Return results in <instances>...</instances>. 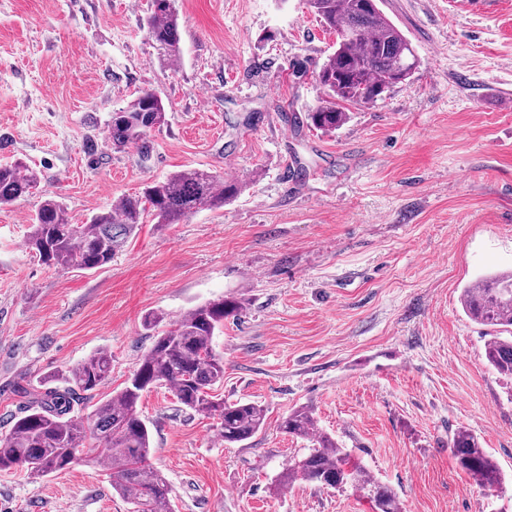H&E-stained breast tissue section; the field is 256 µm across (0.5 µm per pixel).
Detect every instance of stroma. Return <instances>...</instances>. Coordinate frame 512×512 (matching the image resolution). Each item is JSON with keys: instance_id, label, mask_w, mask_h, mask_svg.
I'll use <instances>...</instances> for the list:
<instances>
[{"instance_id": "35a3bbf8", "label": "stroma", "mask_w": 512, "mask_h": 512, "mask_svg": "<svg viewBox=\"0 0 512 512\" xmlns=\"http://www.w3.org/2000/svg\"><path fill=\"white\" fill-rule=\"evenodd\" d=\"M181 59L150 38V0H0V165L40 173L0 208V436L20 387L112 354L123 388L153 344L146 313L180 318L221 297L240 309L214 345L220 394L266 412L250 440L179 407L139 411L175 512H372L362 494L273 482L309 447L282 432L311 406L320 432L394 489L403 512H512V380L485 358L463 288L512 271V0H381L420 67L322 133L304 115L335 36L305 0H176ZM164 102L148 157L107 126L140 92ZM188 168L245 184L220 210L143 224L98 270L55 269L23 246L44 194L74 223ZM475 433L505 480L481 491L448 441ZM0 512H129L112 472L79 463L32 480L0 471Z\"/></svg>"}]
</instances>
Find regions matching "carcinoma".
Here are the masks:
<instances>
[{"label":"carcinoma","mask_w":512,"mask_h":512,"mask_svg":"<svg viewBox=\"0 0 512 512\" xmlns=\"http://www.w3.org/2000/svg\"><path fill=\"white\" fill-rule=\"evenodd\" d=\"M326 30L336 33V48L321 65L322 102L304 115L306 124L333 132L349 119L348 107L370 104L392 88L391 78L404 71L409 81L420 60L408 38L384 15L375 0H306ZM148 32L171 63L180 60V22L172 3L151 0ZM160 127L167 123L161 99L144 92L133 98L108 125V137L117 149L141 144L147 156L143 131L146 114ZM38 172L21 163L0 166V206L31 193ZM243 184L205 169H184L147 183L134 196L94 214L86 224H75L67 208L55 197L40 204L24 241L42 264L54 268L100 269L112 261L141 229L147 218L157 224H180L199 210L221 209L240 195ZM466 315L497 330L485 345L488 363L501 376L512 377V273L479 279L461 295ZM238 312V303L217 298L198 305L172 323L163 314L149 312L143 328L155 337L132 378L109 400L97 403L82 421L75 407L88 404L108 379L112 355L100 349L81 363L54 375L51 381L24 391L30 403L26 414L13 419L0 438V471L23 470L30 478L60 472L66 456L92 459L112 470V490L133 505L134 512H173L171 489L164 475L150 463L151 439L139 414L144 393L157 386L171 389L182 409L219 420L226 443L252 438L264 425L265 413L251 402L226 403L215 394L224 382V357L214 347V336L224 330V319ZM283 432L310 436L313 447L288 461L276 478L285 491L299 480L331 489L351 487L363 493L373 512H401L396 492L379 482L360 463L318 431L313 412L292 410L280 423ZM456 464L485 491L501 488L504 477L486 453L479 438L459 428L450 439Z\"/></svg>","instance_id":"cac0c4a2"}]
</instances>
